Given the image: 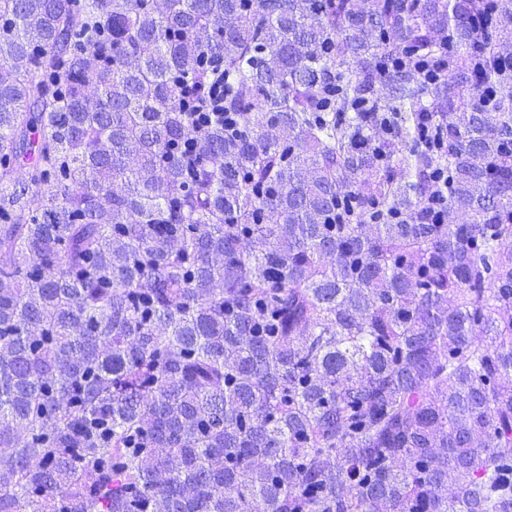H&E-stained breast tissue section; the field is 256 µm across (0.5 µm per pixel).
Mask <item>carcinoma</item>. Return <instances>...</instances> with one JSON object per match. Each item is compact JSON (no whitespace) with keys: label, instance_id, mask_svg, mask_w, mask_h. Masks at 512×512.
I'll use <instances>...</instances> for the list:
<instances>
[{"label":"carcinoma","instance_id":"1","mask_svg":"<svg viewBox=\"0 0 512 512\" xmlns=\"http://www.w3.org/2000/svg\"><path fill=\"white\" fill-rule=\"evenodd\" d=\"M0 512H512V0H0Z\"/></svg>","mask_w":512,"mask_h":512}]
</instances>
